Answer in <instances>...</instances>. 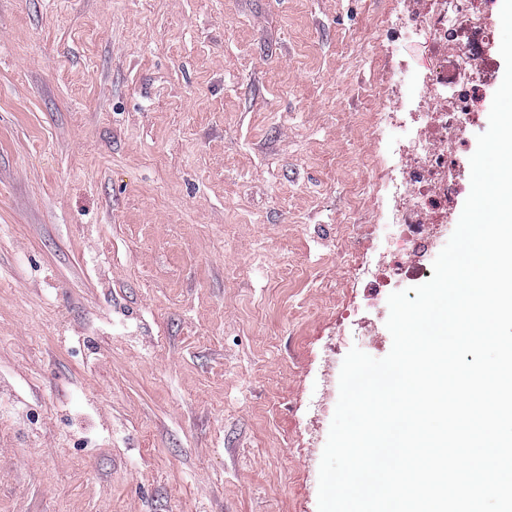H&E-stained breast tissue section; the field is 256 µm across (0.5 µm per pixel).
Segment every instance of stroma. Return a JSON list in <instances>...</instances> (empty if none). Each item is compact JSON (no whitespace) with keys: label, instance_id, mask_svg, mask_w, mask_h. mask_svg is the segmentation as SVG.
<instances>
[{"label":"stroma","instance_id":"obj_1","mask_svg":"<svg viewBox=\"0 0 512 512\" xmlns=\"http://www.w3.org/2000/svg\"><path fill=\"white\" fill-rule=\"evenodd\" d=\"M400 23L0 0V512H318L342 361L392 345Z\"/></svg>","mask_w":512,"mask_h":512}]
</instances>
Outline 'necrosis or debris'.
I'll return each instance as SVG.
<instances>
[{
    "instance_id": "obj_1",
    "label": "necrosis or debris",
    "mask_w": 512,
    "mask_h": 512,
    "mask_svg": "<svg viewBox=\"0 0 512 512\" xmlns=\"http://www.w3.org/2000/svg\"><path fill=\"white\" fill-rule=\"evenodd\" d=\"M402 38L425 36L424 67L397 73L409 97L424 105L428 120L419 132L418 159L392 184V198H410L411 207L385 215L391 231L385 251L390 262L377 278L379 288L394 280L431 278L430 266L409 265L405 254L426 255L432 248L430 227L448 221V207L466 185L455 164L461 131L479 118L483 90L494 75L489 47L495 41L492 0H409Z\"/></svg>"
}]
</instances>
